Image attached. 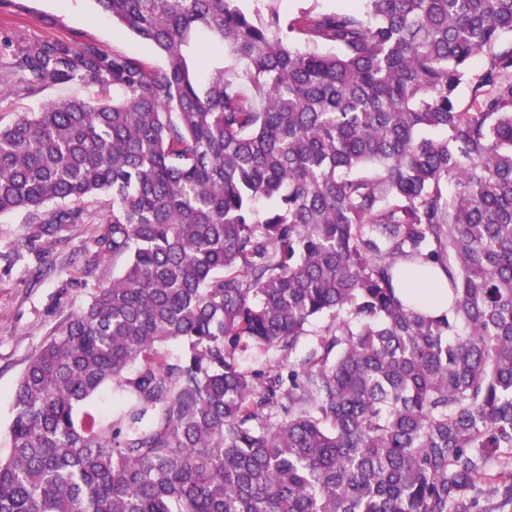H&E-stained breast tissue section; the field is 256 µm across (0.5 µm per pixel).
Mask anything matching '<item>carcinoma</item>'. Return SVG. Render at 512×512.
<instances>
[{"mask_svg":"<svg viewBox=\"0 0 512 512\" xmlns=\"http://www.w3.org/2000/svg\"><path fill=\"white\" fill-rule=\"evenodd\" d=\"M94 2L164 64L0 32V104L117 91L0 126V215L123 261L18 381L0 512H512V0ZM357 0H280L278 6L283 13L293 15L301 9L313 8L315 11H333L340 8H350ZM100 92L94 88H85L81 86H64L52 89L38 98H17L14 99L11 108L13 112H0V125L10 123L17 114L24 112H37L39 108L48 101L79 97L92 98ZM397 288L405 299L416 297L417 299H431L432 304L428 311L433 315L448 313V284L442 271H438L434 278L403 279L397 284ZM237 358L239 366L248 371L267 370L270 366L276 365L272 355L264 354L252 347L240 352ZM123 406L112 395V386L104 388L99 395L84 405L83 410L99 415L103 421L116 416Z\"/></svg>","mask_w":512,"mask_h":512,"instance_id":"1","label":"carcinoma"}]
</instances>
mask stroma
<instances>
[{"instance_id":"stroma-1","label":"stroma","mask_w":512,"mask_h":512,"mask_svg":"<svg viewBox=\"0 0 512 512\" xmlns=\"http://www.w3.org/2000/svg\"><path fill=\"white\" fill-rule=\"evenodd\" d=\"M0 31L18 39L68 40L83 37L106 50L162 64L160 53L100 15L94 0H11L0 7ZM97 230L76 225L65 242L42 240L35 248L16 249L31 232L24 214L0 216V457L10 452L12 398L29 360L55 327L87 304L95 288L111 282L120 262L106 257L86 263L83 248Z\"/></svg>"}]
</instances>
